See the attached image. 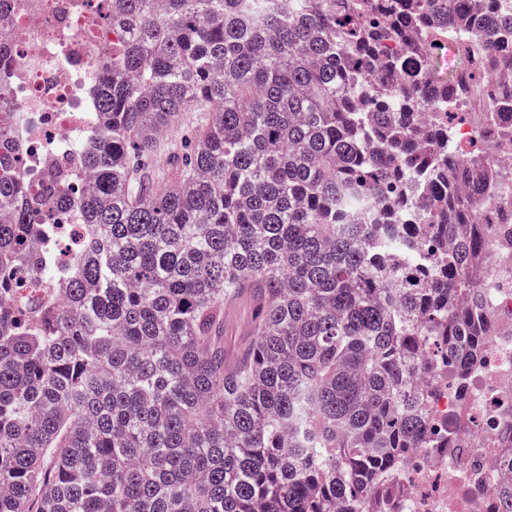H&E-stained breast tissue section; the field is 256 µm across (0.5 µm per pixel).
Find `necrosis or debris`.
Wrapping results in <instances>:
<instances>
[{
    "instance_id": "obj_1",
    "label": "necrosis or debris",
    "mask_w": 512,
    "mask_h": 512,
    "mask_svg": "<svg viewBox=\"0 0 512 512\" xmlns=\"http://www.w3.org/2000/svg\"><path fill=\"white\" fill-rule=\"evenodd\" d=\"M73 2L17 0L20 31L0 27V42L14 47L6 65L4 104L25 146L23 175L30 197L47 203V222L63 262L87 244L70 199L87 189L77 152L91 125L85 90L105 64L102 45L112 40L107 24L93 27L81 41L71 40L97 0H82L79 8ZM481 218L483 225H499L509 237L487 249L483 287L497 312V327L464 389L449 387L447 379L428 375L425 364L416 365V376L426 379L428 423L449 422L455 429L446 447L411 450L393 512H496L502 477L497 460L512 438V290L499 284L501 268L512 265V225L497 224L492 208Z\"/></svg>"
}]
</instances>
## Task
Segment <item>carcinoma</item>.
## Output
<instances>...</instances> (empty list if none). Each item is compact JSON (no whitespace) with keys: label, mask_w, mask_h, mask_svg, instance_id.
I'll return each mask as SVG.
<instances>
[{"label":"carcinoma","mask_w":512,"mask_h":512,"mask_svg":"<svg viewBox=\"0 0 512 512\" xmlns=\"http://www.w3.org/2000/svg\"><path fill=\"white\" fill-rule=\"evenodd\" d=\"M88 245L35 268L42 204L0 121V512H390L437 441L409 363L461 380L495 315L473 217L512 140L496 0H101ZM478 67L441 78L431 31ZM414 54L419 66L406 67ZM490 83L468 149L453 108ZM201 113L176 179L158 139ZM251 340L228 370L224 302Z\"/></svg>","instance_id":"obj_1"}]
</instances>
